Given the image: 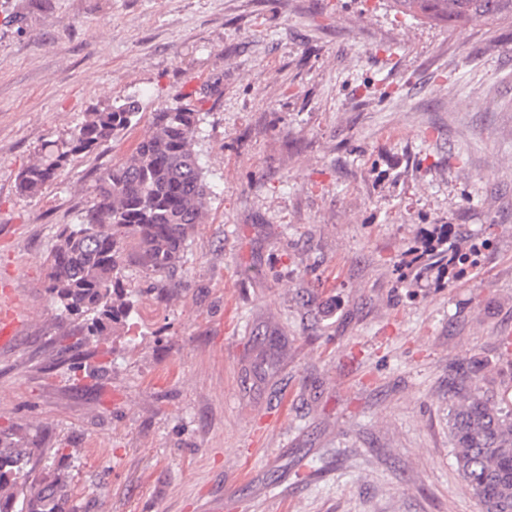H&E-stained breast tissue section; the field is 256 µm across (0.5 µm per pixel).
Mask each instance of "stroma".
<instances>
[{"label":"stroma","instance_id":"stroma-1","mask_svg":"<svg viewBox=\"0 0 512 512\" xmlns=\"http://www.w3.org/2000/svg\"><path fill=\"white\" fill-rule=\"evenodd\" d=\"M200 98L209 186L135 326L60 350L44 264L148 116ZM136 128L33 197L18 172L91 109ZM476 267L398 269L441 225ZM0 427L41 433L78 512H482L448 385L512 386V22L389 0H0ZM406 18L422 19L464 33L479 22L512 21V0H390ZM26 313L11 307H3L0 313V340L3 343L17 336L22 319Z\"/></svg>","mask_w":512,"mask_h":512}]
</instances>
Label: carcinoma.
<instances>
[{"label": "carcinoma", "instance_id": "carcinoma-1", "mask_svg": "<svg viewBox=\"0 0 512 512\" xmlns=\"http://www.w3.org/2000/svg\"><path fill=\"white\" fill-rule=\"evenodd\" d=\"M411 19L451 27L460 33L484 22L512 21V0H391ZM150 116V132L122 161L99 170L90 200L76 223L64 225L46 259L47 290L58 316L76 320L60 341L102 336L112 324L136 315L124 293L123 269L136 265L150 288L164 290L181 262L193 226L207 210L209 187L193 149L202 112L186 102ZM139 100L97 108L67 137L42 149L39 159L18 174L17 189L33 196L58 172L138 124ZM472 254L448 239L409 267L417 279L434 269L470 265ZM448 427L456 470L481 500L484 512H512V400L490 393L462 376L451 390ZM46 449L19 427L0 429V512H65L67 475L48 470L34 475Z\"/></svg>", "mask_w": 512, "mask_h": 512}]
</instances>
